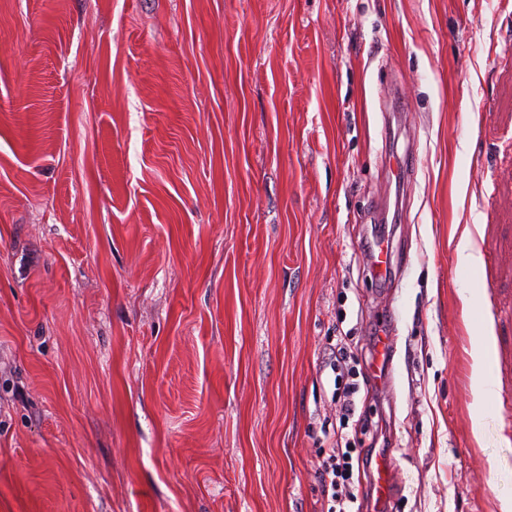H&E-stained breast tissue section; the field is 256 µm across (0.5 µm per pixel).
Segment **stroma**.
Returning <instances> with one entry per match:
<instances>
[{"mask_svg": "<svg viewBox=\"0 0 512 512\" xmlns=\"http://www.w3.org/2000/svg\"><path fill=\"white\" fill-rule=\"evenodd\" d=\"M339 343L391 512H501L512 0H0V512H320ZM375 344V376L378 377L380 383H386L389 376V370L392 365L394 355V333L389 330L382 332ZM472 358V379L477 390L481 393L488 391V382L485 372L487 358L486 347L479 346L471 353ZM390 455L391 450L380 453L375 459L374 489L376 505L379 506L389 500L396 490Z\"/></svg>", "mask_w": 512, "mask_h": 512, "instance_id": "1", "label": "stroma"}]
</instances>
